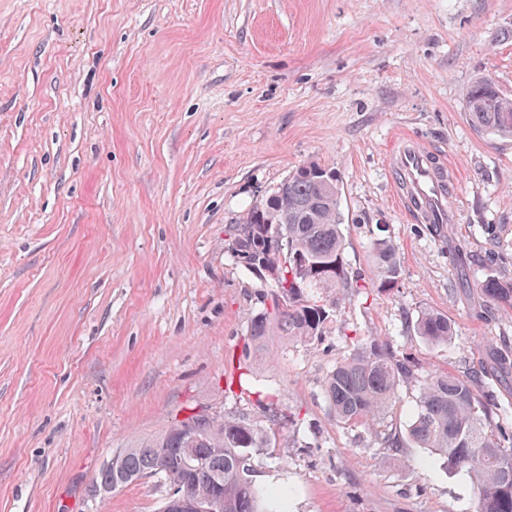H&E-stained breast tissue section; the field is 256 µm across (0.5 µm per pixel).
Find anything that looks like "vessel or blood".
Returning a JSON list of instances; mask_svg holds the SVG:
<instances>
[{
  "label": "vessel or blood",
  "mask_w": 512,
  "mask_h": 512,
  "mask_svg": "<svg viewBox=\"0 0 512 512\" xmlns=\"http://www.w3.org/2000/svg\"><path fill=\"white\" fill-rule=\"evenodd\" d=\"M391 181L405 209L424 224H452L457 220L454 193L457 179L446 157L419 140L404 136L390 160Z\"/></svg>",
  "instance_id": "obj_1"
}]
</instances>
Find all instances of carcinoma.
Here are the masks:
<instances>
[{
	"label": "carcinoma",
	"instance_id": "obj_1",
	"mask_svg": "<svg viewBox=\"0 0 512 512\" xmlns=\"http://www.w3.org/2000/svg\"><path fill=\"white\" fill-rule=\"evenodd\" d=\"M466 105L472 126L501 137H512V97L491 78L481 77L469 88ZM345 223L340 209L336 174L314 163L298 167L242 219L224 230V247L254 252L280 272L263 305L251 321L248 342L263 348L278 334L290 342L309 343L330 323L328 306L337 293L364 288L344 262ZM373 256L380 287L390 288L399 276V261L391 241L378 237ZM497 310L512 313V282L493 276L477 284ZM414 331L433 346L454 336L448 317L424 310ZM414 378V366L387 345L368 337L327 374L323 388L336 420L371 426L395 402L399 388ZM479 376L460 378L435 372L419 389L416 410L405 439L390 438L398 448L410 442L427 448L450 471H467L474 484L475 512H512V430L492 423ZM204 420L199 440L189 441L192 424ZM266 443L263 431L244 416L197 413L169 426L161 434L125 448L100 475V488L110 492L145 478L157 477L188 496L213 488L224 495L226 512H280L277 502L250 479L247 455ZM194 449L203 471L186 466L185 449Z\"/></svg>",
	"mask_w": 512,
	"mask_h": 512
}]
</instances>
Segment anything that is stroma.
<instances>
[{"instance_id":"obj_1","label":"stroma","mask_w":512,"mask_h":512,"mask_svg":"<svg viewBox=\"0 0 512 512\" xmlns=\"http://www.w3.org/2000/svg\"><path fill=\"white\" fill-rule=\"evenodd\" d=\"M480 77L512 95V0H0V512H160L159 478L107 495L97 477L198 412L264 430L251 478L288 512H474L467 471L385 442L435 371L483 370L512 427V316L475 288L512 280V138L473 129ZM399 133L460 169L458 223L393 202ZM309 162L339 179L365 287L312 343L273 336L249 358L273 422L226 389L265 285L224 229ZM425 309L451 343L416 336ZM367 336L417 366L371 428L337 422L323 388ZM373 256L380 287H392L399 276V261L395 248L387 237L379 236L374 240ZM413 328L417 336L433 346L448 345L454 336L448 317L433 310L421 311Z\"/></svg>"}]
</instances>
